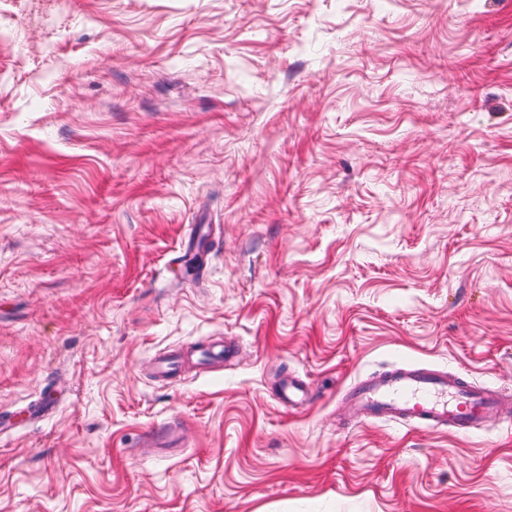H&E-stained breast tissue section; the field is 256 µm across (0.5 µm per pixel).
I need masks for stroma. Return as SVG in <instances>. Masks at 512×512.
<instances>
[{"label": "stroma", "mask_w": 512, "mask_h": 512, "mask_svg": "<svg viewBox=\"0 0 512 512\" xmlns=\"http://www.w3.org/2000/svg\"><path fill=\"white\" fill-rule=\"evenodd\" d=\"M0 33V409L62 386L0 435V512H512L501 419L336 408L404 364L512 396V0H0ZM211 235L208 227L204 226H195L191 229L185 249L184 255L181 257H186L188 255L199 256L202 265L199 271V278H204L206 276L205 266H206V257L208 255L209 245L211 242ZM180 257V258H181ZM225 353H229V350H225L222 340L211 341L207 346L195 349L186 356H172L168 352L161 353L153 360L152 376L161 381H166L179 370L186 360L198 366H210L223 363ZM278 398L285 405H306L310 399L307 397V389L303 381L295 376L284 379L278 388Z\"/></svg>", "instance_id": "1"}]
</instances>
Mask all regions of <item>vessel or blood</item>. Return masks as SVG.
<instances>
[{
	"label": "vessel or blood",
	"instance_id": "vessel-or-blood-1",
	"mask_svg": "<svg viewBox=\"0 0 512 512\" xmlns=\"http://www.w3.org/2000/svg\"><path fill=\"white\" fill-rule=\"evenodd\" d=\"M210 242L207 227H194L184 252L206 258ZM225 353V346L220 341L193 350L184 358L165 352L154 358L152 375L166 381L184 361L210 366L223 362ZM278 398L286 405L304 404L308 401L307 389L302 380L291 376L281 382ZM505 404V397L492 386H479L445 371L400 366L349 388L340 408L345 416L360 422H407L430 430L450 428L458 435L468 436L486 419L499 415Z\"/></svg>",
	"mask_w": 512,
	"mask_h": 512
}]
</instances>
